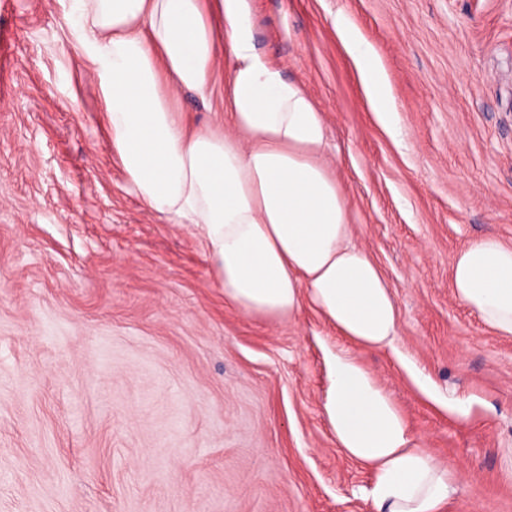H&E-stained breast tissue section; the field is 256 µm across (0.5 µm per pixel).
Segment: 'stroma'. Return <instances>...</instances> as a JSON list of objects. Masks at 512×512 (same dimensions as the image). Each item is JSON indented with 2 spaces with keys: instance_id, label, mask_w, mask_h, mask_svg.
<instances>
[{
  "instance_id": "1",
  "label": "stroma",
  "mask_w": 512,
  "mask_h": 512,
  "mask_svg": "<svg viewBox=\"0 0 512 512\" xmlns=\"http://www.w3.org/2000/svg\"><path fill=\"white\" fill-rule=\"evenodd\" d=\"M299 82L399 311L360 357L459 471L446 512H512V335L456 297L477 237L512 246V0H249ZM376 54L400 136L336 15ZM313 313L226 306L196 230L141 205L63 0H0V512H373L321 410ZM464 401L457 413L440 397Z\"/></svg>"
}]
</instances>
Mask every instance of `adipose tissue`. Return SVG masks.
Returning a JSON list of instances; mask_svg holds the SVG:
<instances>
[{"instance_id": "adipose-tissue-1", "label": "adipose tissue", "mask_w": 512, "mask_h": 512, "mask_svg": "<svg viewBox=\"0 0 512 512\" xmlns=\"http://www.w3.org/2000/svg\"><path fill=\"white\" fill-rule=\"evenodd\" d=\"M66 22L131 191L197 227L225 303L270 323L309 308L346 340L327 350L322 411L337 448L370 473L375 512H446L456 468L421 447L355 355L395 348L396 303L323 159L322 114L258 53L248 0H68ZM343 35L373 111L396 132L376 55L351 29ZM223 52L228 124L190 126L175 98L186 90L210 100ZM451 277L460 302L512 335V247L483 235L456 253Z\"/></svg>"}]
</instances>
